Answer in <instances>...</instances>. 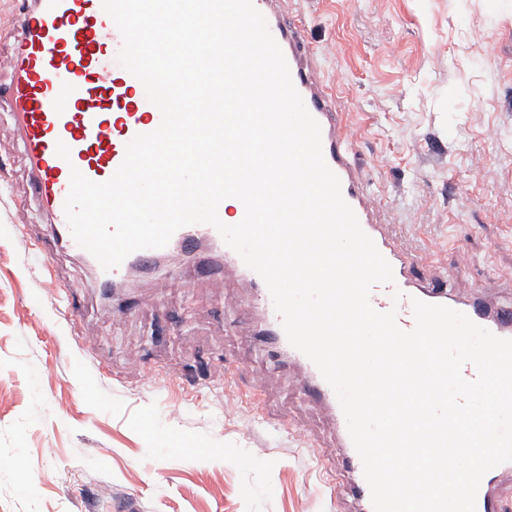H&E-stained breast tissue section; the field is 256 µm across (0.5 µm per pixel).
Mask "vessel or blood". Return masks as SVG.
Listing matches in <instances>:
<instances>
[{
  "label": "vessel or blood",
  "mask_w": 512,
  "mask_h": 512,
  "mask_svg": "<svg viewBox=\"0 0 512 512\" xmlns=\"http://www.w3.org/2000/svg\"><path fill=\"white\" fill-rule=\"evenodd\" d=\"M253 3L284 53L295 88L321 127L324 158L340 179L344 200L393 268V283L372 288V307L380 312L395 311L398 326L409 331L415 326L411 301L416 298L463 312L494 335L512 339V304L492 301L479 292L472 294L469 302L459 301L457 286L425 273L424 257L407 249L389 225L378 219L358 162L354 115L337 108L334 92L321 77L316 53L304 36L302 22L289 12L287 0ZM121 44V35L103 10L102 0H34L33 7L22 10L21 26L9 53L0 57V67L10 76V130L22 143L33 193L50 218L54 241L72 252L78 246L64 212L71 169H78L95 182L108 180L122 164L127 143L136 135L155 131L162 121L160 110L148 100L142 83L118 63ZM60 141L69 147L70 160L57 155L56 144ZM201 235L222 245L223 239L214 227L185 226L165 247L134 252L120 268L107 272L100 264H93L96 282L101 291L108 293L117 288L126 270L147 275L160 266L184 271ZM207 273L213 287L235 280L250 288V302L260 313V336L303 368L302 389L333 411L337 445L345 450L347 466L355 475L350 494L363 505H370L362 462L339 401L314 363L289 343L262 278L229 248L210 261ZM494 477L490 471L482 478L476 512H497Z\"/></svg>",
  "instance_id": "1"
}]
</instances>
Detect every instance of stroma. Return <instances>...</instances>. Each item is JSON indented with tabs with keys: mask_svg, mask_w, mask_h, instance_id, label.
Returning a JSON list of instances; mask_svg holds the SVG:
<instances>
[{
	"mask_svg": "<svg viewBox=\"0 0 512 512\" xmlns=\"http://www.w3.org/2000/svg\"><path fill=\"white\" fill-rule=\"evenodd\" d=\"M292 7L397 236L512 301V0ZM8 124L0 106V512H356L334 421L247 289L222 309L206 277L158 273L102 295L51 241Z\"/></svg>",
	"mask_w": 512,
	"mask_h": 512,
	"instance_id": "35a3bbf8",
	"label": "stroma"
}]
</instances>
